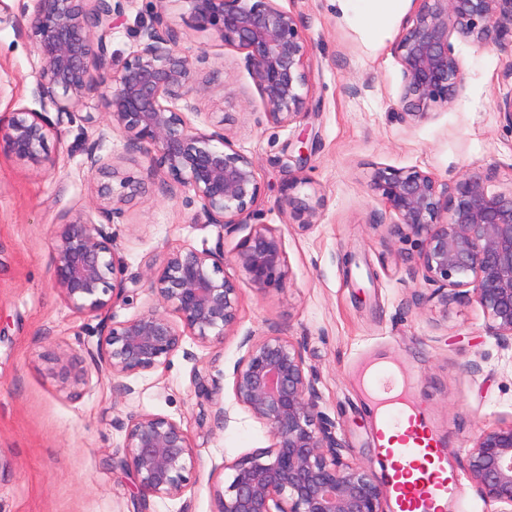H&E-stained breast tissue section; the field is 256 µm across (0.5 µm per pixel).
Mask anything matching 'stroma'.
<instances>
[{
  "label": "stroma",
  "mask_w": 512,
  "mask_h": 512,
  "mask_svg": "<svg viewBox=\"0 0 512 512\" xmlns=\"http://www.w3.org/2000/svg\"><path fill=\"white\" fill-rule=\"evenodd\" d=\"M0 21V121L39 108L31 94L41 61L14 23L27 0H5ZM299 19L309 45L304 90L308 112L299 123L268 122L239 53L210 30L195 28L188 4L167 19L189 56L206 55L214 77L196 103L194 125L224 117L234 146L257 162L261 196L249 224L219 234L185 193H166L140 156L111 132L104 154L134 176L140 191L113 225L125 277L185 247L223 248L232 256L252 226L281 236L285 287L243 288L239 323L223 347L185 339L158 370L126 377L116 388L92 356L101 317L72 309L53 286L51 257L62 215L88 212L93 198L83 166L87 132L81 122L56 124L55 166L32 175L0 155V512H133L131 476L119 467L129 415L149 413L180 422L198 458L182 496L151 499L145 512H215L213 489L222 464L270 439L263 424L235 405L232 370L245 335L281 336L303 345L317 376L321 410L336 423L351 462L380 476L375 415L361 382L372 362L394 364L442 437L448 463L463 472L467 448L481 428L512 419V350L485 331L481 309L441 305L418 273V252L395 215L368 191L375 168H418L439 182L481 176L492 192L512 191V127L498 104L512 93L502 71L512 40L479 48L454 42L462 87L435 103L416 124L401 118V67L391 52L404 14L378 39L342 14L339 0H279ZM155 0H134L112 31L110 50L121 65L135 45L138 22L150 21ZM294 196L315 205V227L304 230L279 201L289 181ZM219 387L200 393L195 376ZM229 409V424L216 418Z\"/></svg>",
  "instance_id": "1"
}]
</instances>
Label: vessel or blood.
Wrapping results in <instances>:
<instances>
[{
  "mask_svg": "<svg viewBox=\"0 0 512 512\" xmlns=\"http://www.w3.org/2000/svg\"><path fill=\"white\" fill-rule=\"evenodd\" d=\"M416 421L427 413L416 402L407 406L391 404L378 422L379 452L389 463L384 479L396 494L397 512H439V504L451 503L460 493L457 473L449 468L441 444L430 433L409 434L397 444L386 443L387 434L399 424L401 415Z\"/></svg>",
  "mask_w": 512,
  "mask_h": 512,
  "instance_id": "obj_1",
  "label": "vessel or blood"
}]
</instances>
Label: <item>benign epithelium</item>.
<instances>
[{"label":"benign epithelium","instance_id":"benign-epithelium-1","mask_svg":"<svg viewBox=\"0 0 512 512\" xmlns=\"http://www.w3.org/2000/svg\"><path fill=\"white\" fill-rule=\"evenodd\" d=\"M22 18L42 67L31 95L72 119L92 92L105 111L82 121L96 135L84 147L93 179L91 211L64 215L52 255L53 285L79 313L107 314L97 360L114 379L151 372L183 348L189 336L217 346L239 322L242 284L264 290L285 282L281 236L265 225L238 244L230 261L245 282L226 276L221 250L183 248L131 278L123 275L110 226L122 223L130 177L101 154L108 133L121 131L126 151L142 156L150 175L164 174L189 193L206 223L234 231L248 223L261 187L255 160L237 150L224 120L199 128L187 118L207 92L211 78L199 74L206 55L191 59L168 24L166 4L139 28L137 46L117 69L109 45L112 30L132 0H32ZM196 27L212 30L242 54L264 104L267 120L288 125L305 115L308 45L296 15L278 0H183ZM392 53L401 66L402 118L424 120L433 103L450 102L462 84V65L451 38L481 48L512 35V0H413ZM54 127L40 112L11 116L0 134V154L41 173L55 166L49 153ZM285 189L281 208L307 215L315 208ZM370 193L396 215L419 246V273L435 286L434 296L474 303L484 314L489 337L512 347V192L492 193L471 175L440 185L416 168L378 167ZM156 306L124 321L113 308L140 292ZM175 314L173 320L170 314ZM234 363L232 391L237 405L268 429L271 444L232 461L224 486L215 490L216 512H385L381 485L369 471L344 456L336 422L319 410L321 393L307 367L304 347L281 336H244ZM118 465L131 474L134 494L146 502L175 498L184 490L197 459L182 425L154 414H132ZM465 473L494 512H512V420L483 428L466 454Z\"/></svg>","mask_w":512,"mask_h":512}]
</instances>
